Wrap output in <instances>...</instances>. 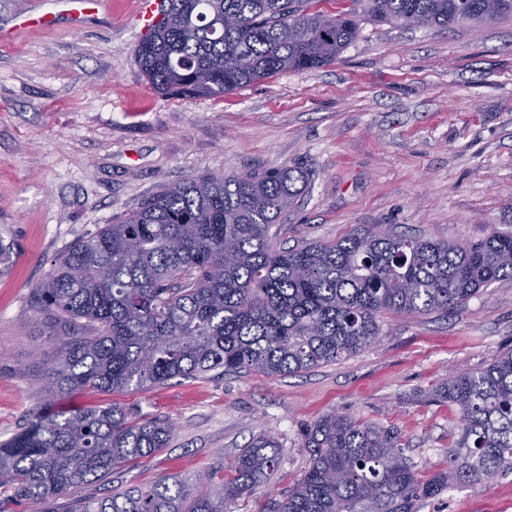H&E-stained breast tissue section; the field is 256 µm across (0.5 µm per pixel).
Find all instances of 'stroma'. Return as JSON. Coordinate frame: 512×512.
Instances as JSON below:
<instances>
[{
  "label": "stroma",
  "instance_id": "stroma-1",
  "mask_svg": "<svg viewBox=\"0 0 512 512\" xmlns=\"http://www.w3.org/2000/svg\"><path fill=\"white\" fill-rule=\"evenodd\" d=\"M138 0H106L75 26L16 27L42 0H0V440L47 403H106L176 427L167 448L81 486L102 498L161 480L226 475L259 435L281 445L270 480L225 501L264 512L310 464L305 436L331 413L394 431L419 478L446 466L459 431L440 384L512 351V279L466 308L388 315L358 354L271 378H177L147 391L51 397L42 374L61 345L34 290L54 260L162 187L190 175L284 164L308 185L281 244L329 241L380 224L471 244L512 231V16L480 27H400L361 16L336 63L283 73L221 98L162 95L136 66ZM418 512H512V473L448 487Z\"/></svg>",
  "mask_w": 512,
  "mask_h": 512
}]
</instances>
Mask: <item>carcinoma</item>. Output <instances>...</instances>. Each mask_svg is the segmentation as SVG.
Segmentation results:
<instances>
[{
    "instance_id": "obj_1",
    "label": "carcinoma",
    "mask_w": 512,
    "mask_h": 512,
    "mask_svg": "<svg viewBox=\"0 0 512 512\" xmlns=\"http://www.w3.org/2000/svg\"><path fill=\"white\" fill-rule=\"evenodd\" d=\"M377 22L488 24L512 0H350ZM335 0H167L140 39L135 63L160 94L222 98L288 71L339 58L358 34L356 9ZM230 16L235 24H224ZM307 171L284 165L189 176L78 239L35 289L63 342L49 391L148 390L212 371L276 377L353 356L382 334L387 314L446 315L480 288L512 279V232L468 246L366 226L333 241L275 243ZM460 410L447 466L420 480L394 432L330 414L307 434L310 466L268 512H416L454 483L512 472V353L443 382ZM174 426L140 422L120 406L34 411L0 441V512L73 496L116 466L167 447ZM279 442L262 435L237 456L221 488L209 473L160 481L69 512H224V499L265 483Z\"/></svg>"
}]
</instances>
